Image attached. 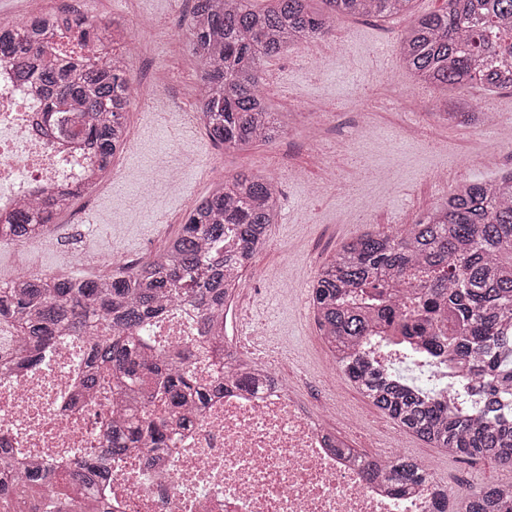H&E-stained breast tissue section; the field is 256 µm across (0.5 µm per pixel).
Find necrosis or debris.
Returning a JSON list of instances; mask_svg holds the SVG:
<instances>
[{
  "label": "necrosis or debris",
  "instance_id": "1",
  "mask_svg": "<svg viewBox=\"0 0 512 512\" xmlns=\"http://www.w3.org/2000/svg\"><path fill=\"white\" fill-rule=\"evenodd\" d=\"M43 109L39 88L1 61L0 221L10 222L23 202L64 198L97 178L89 153L45 133ZM149 334L165 352L193 345L195 377L213 380L192 308L171 306ZM85 357L82 342L60 336L38 367L0 379V437L25 461L85 457L98 446L106 399H70ZM261 368L262 376L210 402L202 422L174 434L168 466H148L133 453L113 461L104 489L72 485L69 494L105 501L111 512H437L441 486L429 460L421 462L422 482L398 490L344 452L323 415L292 396L275 363Z\"/></svg>",
  "mask_w": 512,
  "mask_h": 512
}]
</instances>
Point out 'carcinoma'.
<instances>
[{
    "instance_id": "cac0c4a2",
    "label": "carcinoma",
    "mask_w": 512,
    "mask_h": 512,
    "mask_svg": "<svg viewBox=\"0 0 512 512\" xmlns=\"http://www.w3.org/2000/svg\"><path fill=\"white\" fill-rule=\"evenodd\" d=\"M307 2L271 0L258 10L253 0H191L186 39L207 80L202 119L224 150L285 134L261 91L267 59L325 35L344 15L388 17L408 12L412 0H322L320 13ZM106 39L99 24L67 10L0 29V60L40 87L52 129L87 141L101 171L128 136L134 94L133 55L105 61L94 53ZM399 50L405 67L439 90L512 88V0H445L401 36ZM59 112L76 116L59 123ZM81 196L23 204L13 223L0 226V243L51 234ZM278 200L271 181L239 173L215 183L163 251L142 264L96 278L20 274L0 285V321L16 333L18 361L38 366L63 331L87 343L81 393L99 387L117 395L100 446L64 473L55 461L18 466L0 446L3 502L77 481L104 486L112 457H162L169 434L196 419L198 404L224 393V375L201 388L186 366L189 351L161 352L146 328L163 307L193 304L200 339L224 367V305L266 243ZM226 225L234 237L228 247ZM311 301L345 378L399 428L452 454L512 467V173L450 190L403 231H372L344 244L317 271ZM374 309L397 332L391 342L427 339L435 356L468 359L472 376L459 401L471 410L452 409L359 358ZM366 463L374 473L387 465L404 491L422 479L411 458ZM458 512H512V486L486 485Z\"/></svg>"
}]
</instances>
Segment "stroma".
<instances>
[{"label":"stroma","instance_id":"obj_1","mask_svg":"<svg viewBox=\"0 0 512 512\" xmlns=\"http://www.w3.org/2000/svg\"><path fill=\"white\" fill-rule=\"evenodd\" d=\"M444 0H413L411 12L389 18L346 16L336 26L347 43L336 53L310 60L302 47L288 48L267 60L262 76L267 102L287 122L286 133L272 143L257 142L235 151L214 145L203 126L184 125L138 106H130L127 126L138 141L135 153L120 162L121 174L111 189L89 190L54 226L58 247L37 248L35 240L0 244V282L11 279L21 256L39 272L94 278L113 261L138 264L158 254L179 230L181 217L212 188L204 165L222 175L240 172L274 176L280 190L279 215L270 225L265 247L244 271L232 300L238 306V332L262 325L266 346L280 353L283 375L297 396L323 407L337 392L351 409L355 428L331 421V428L367 455L380 453L395 424L374 407L344 376L328 387L325 376L335 365L310 309V291L319 267L341 245L371 231L403 228L445 201L449 183L482 182L512 171V149L500 147L478 125L439 120L448 102L468 99L471 108L512 118V89L488 94L436 91L417 82L400 61L398 40L417 17L438 11ZM77 9L84 16L119 20L141 18L138 36L144 57L132 74L144 77L147 66L175 73L170 91L174 111L194 109L192 72L196 65L186 43L167 28L172 14L188 15L190 0H0V21L48 9ZM365 111H357V98ZM367 128L356 136V128ZM193 154L178 170L174 186L144 206L146 169L158 168L174 151ZM334 169L339 186L322 194L316 185ZM97 240L99 261L82 255L85 237ZM405 456L430 458L437 480L450 489L449 506L458 512L462 500L488 483L512 484V467L487 459L466 460L405 435Z\"/></svg>","mask_w":512,"mask_h":512}]
</instances>
